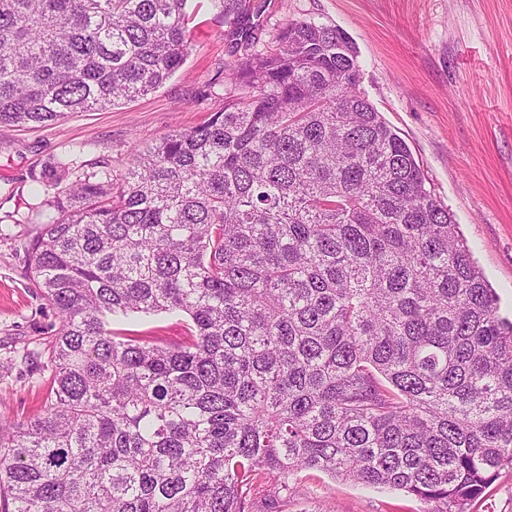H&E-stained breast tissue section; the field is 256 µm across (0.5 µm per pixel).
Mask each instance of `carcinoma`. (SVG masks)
I'll return each mask as SVG.
<instances>
[{
  "label": "carcinoma",
  "instance_id": "obj_1",
  "mask_svg": "<svg viewBox=\"0 0 512 512\" xmlns=\"http://www.w3.org/2000/svg\"><path fill=\"white\" fill-rule=\"evenodd\" d=\"M224 106L43 200L50 402L0 419L3 512H252L302 470L468 512L512 467V320L344 32L217 0ZM187 0H0V126L159 89ZM180 313L164 344L116 319Z\"/></svg>",
  "mask_w": 512,
  "mask_h": 512
}]
</instances>
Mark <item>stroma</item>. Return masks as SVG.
I'll return each mask as SVG.
<instances>
[{
    "mask_svg": "<svg viewBox=\"0 0 512 512\" xmlns=\"http://www.w3.org/2000/svg\"><path fill=\"white\" fill-rule=\"evenodd\" d=\"M185 64L162 87L46 128L0 127V416L23 420L47 402L58 319L30 281L28 244L53 217L54 190L32 173L103 161L113 171L168 135L207 121L224 102L233 55L214 0H189ZM341 28L361 68L360 90L411 148L427 186L448 207L473 258L512 319V0H264L268 40L289 20ZM401 493L305 470L288 482L285 512H420Z\"/></svg>",
    "mask_w": 512,
    "mask_h": 512,
    "instance_id": "obj_1",
    "label": "stroma"
}]
</instances>
